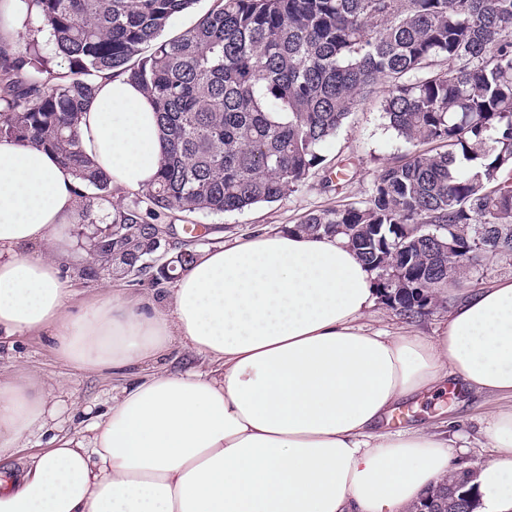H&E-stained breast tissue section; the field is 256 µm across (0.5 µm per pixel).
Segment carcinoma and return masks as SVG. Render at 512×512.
Listing matches in <instances>:
<instances>
[{"label":"carcinoma","mask_w":512,"mask_h":512,"mask_svg":"<svg viewBox=\"0 0 512 512\" xmlns=\"http://www.w3.org/2000/svg\"><path fill=\"white\" fill-rule=\"evenodd\" d=\"M216 2L163 39L194 0H32L68 68L48 69L29 41L22 54L0 48V138L56 153L101 201L111 178L77 135L94 81L126 75L156 105L160 170L91 240L102 271L169 279L150 261L173 213L272 203L318 167L324 187L343 188L348 169L325 166L322 147L381 84L383 114L413 151L383 165L363 200L311 211L288 230L345 238L384 298L390 277L412 271L393 306L412 320L446 294L444 277L479 282L512 258V0ZM414 224L448 237L414 234ZM198 256L182 241L169 264L183 271ZM466 485L450 480L422 507L469 512Z\"/></svg>","instance_id":"carcinoma-1"}]
</instances>
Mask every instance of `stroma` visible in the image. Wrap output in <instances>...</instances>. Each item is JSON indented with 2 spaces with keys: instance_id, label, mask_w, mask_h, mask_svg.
I'll use <instances>...</instances> for the list:
<instances>
[{
  "instance_id": "stroma-1",
  "label": "stroma",
  "mask_w": 512,
  "mask_h": 512,
  "mask_svg": "<svg viewBox=\"0 0 512 512\" xmlns=\"http://www.w3.org/2000/svg\"><path fill=\"white\" fill-rule=\"evenodd\" d=\"M405 145L397 138L385 118L380 98H373L353 112L335 137L327 141L322 153L328 163H348L352 180L341 191L324 188L322 170H315L300 189L280 201L259 204L242 212L224 214L198 213L192 223L206 227L205 248H217L235 240L264 230L276 233L288 225L300 222L310 211L330 208L339 204L366 198L382 163L405 154ZM93 223H76L71 257L65 263L73 294L68 302L80 304L97 297L102 288L114 284L120 288L133 287L140 295L151 298L155 304L166 305L172 281L153 283L142 278L138 283L113 279L107 273L87 277L82 273L88 265L90 240L96 232V223L102 218L101 210H94ZM24 370L38 381L50 403L57 407V414L48 420L45 428L30 437L29 452L46 447L55 435L88 436L89 427L96 415L105 411L112 402V391L126 385L130 374H111L73 368L59 358L50 342L41 336L18 335L0 341V375L7 376ZM484 396L464 388L446 387L440 394L420 397L418 401L403 405L399 418L390 424L398 430L412 424L434 429L448 422H456L457 430L467 436L470 446L461 453L464 462L477 456H489V449L478 448L476 441L489 412Z\"/></svg>"
}]
</instances>
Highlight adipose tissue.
<instances>
[{"instance_id": "1", "label": "adipose tissue", "mask_w": 512, "mask_h": 512, "mask_svg": "<svg viewBox=\"0 0 512 512\" xmlns=\"http://www.w3.org/2000/svg\"><path fill=\"white\" fill-rule=\"evenodd\" d=\"M77 132L114 192L155 180L159 123L124 76L97 78ZM82 181L56 155L0 141V335L49 333L78 369L121 370L180 340L211 370L121 389L87 438L4 467L0 512H413L472 470L477 512H512V277L462 294L439 335L365 322L379 291L340 236L280 231L207 250L160 307L115 288L72 307L61 264L32 253L76 223ZM448 383L500 401L488 460L458 464L447 433L389 430ZM54 407L25 371L0 378V457Z\"/></svg>"}]
</instances>
